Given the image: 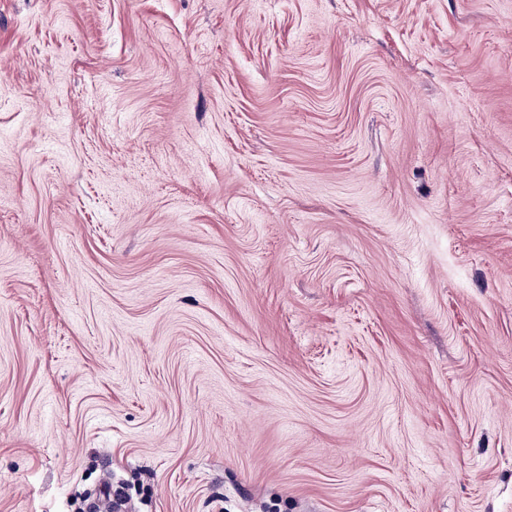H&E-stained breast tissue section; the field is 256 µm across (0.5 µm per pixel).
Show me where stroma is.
I'll list each match as a JSON object with an SVG mask.
<instances>
[{
	"instance_id": "1",
	"label": "stroma",
	"mask_w": 512,
	"mask_h": 512,
	"mask_svg": "<svg viewBox=\"0 0 512 512\" xmlns=\"http://www.w3.org/2000/svg\"><path fill=\"white\" fill-rule=\"evenodd\" d=\"M512 512V0H0V512Z\"/></svg>"
}]
</instances>
